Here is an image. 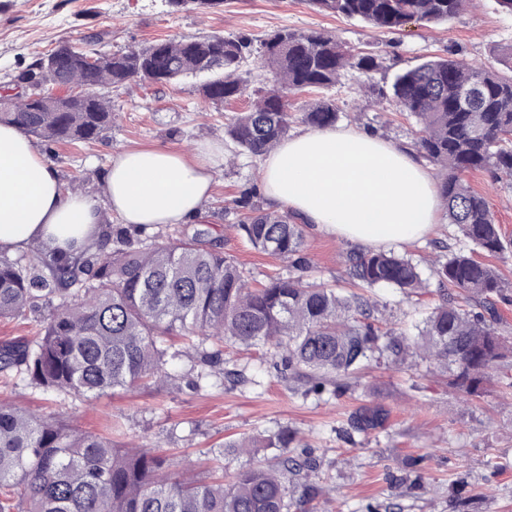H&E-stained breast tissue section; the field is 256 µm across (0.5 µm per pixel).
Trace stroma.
Instances as JSON below:
<instances>
[{
    "mask_svg": "<svg viewBox=\"0 0 512 512\" xmlns=\"http://www.w3.org/2000/svg\"><path fill=\"white\" fill-rule=\"evenodd\" d=\"M282 28L326 31L347 48L376 56V70H346L328 94L336 101L339 126L406 149L413 146L417 125L387 98L396 72L447 56L452 49L467 62L496 67L501 47L512 44V16L501 13L496 0H473L448 23H411L394 34L319 12L308 0H225L207 10L189 0L178 7L170 0H0V75L66 42L109 53L157 39L245 33L260 40ZM245 71L242 95L221 105L202 95L201 75L163 86L137 81L113 91L112 125L95 141L76 147L36 140L62 187L73 184L94 195L101 194L109 160L120 150L161 146L190 156L202 144L223 146L224 161L215 170L202 213L182 225L141 230L106 214L107 235L92 245V252L112 249L110 236L120 231L136 244L205 227L225 254L246 269L252 285L292 276L287 260L253 249L238 229L244 212L235 202L243 192H252L256 207L271 208L261 189L259 158L237 154L224 138L228 119L250 108L256 89L274 84L260 59H249ZM465 179L486 198L502 234L512 239V186L485 171L466 173ZM350 247V241L307 226L308 277L344 285L342 255ZM378 294L388 304L392 323L402 328L424 318L439 299L434 292L406 298L392 288ZM164 345L180 353L168 365L174 385L141 383L87 400L48 395L9 370L0 372V404L36 415L56 414L69 427L95 434L119 422V432L112 435L115 444L153 450L178 468L192 465L202 481L212 474L211 451L220 442L290 430L321 462L311 478L330 485L329 512H387L395 502L403 504L404 512H458L463 498L472 500L470 512H512V388L500 382L498 369L490 370L484 394L473 398L457 391L443 369H396L372 361L344 394L317 396L305 393L281 359L265 348L231 349L230 366L241 380L207 384L197 377L195 358L182 355L179 337H166ZM365 404L384 407L388 422L348 444L338 430ZM407 456L419 460L413 472L421 476L423 489L409 486L401 464Z\"/></svg>",
    "mask_w": 512,
    "mask_h": 512,
    "instance_id": "obj_1",
    "label": "stroma"
}]
</instances>
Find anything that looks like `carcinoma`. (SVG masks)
I'll list each match as a JSON object with an SVG mask.
<instances>
[{"instance_id":"carcinoma-1","label":"carcinoma","mask_w":512,"mask_h":512,"mask_svg":"<svg viewBox=\"0 0 512 512\" xmlns=\"http://www.w3.org/2000/svg\"><path fill=\"white\" fill-rule=\"evenodd\" d=\"M316 9L359 19L396 33L411 22L438 25L459 16L465 0H309ZM251 53L245 36L205 40H156L93 62L74 54L57 68L49 54L25 65L35 84L61 87L78 96L51 98L39 112L24 94H0V123L61 145L96 139L112 123V100L102 89L150 80L168 84L188 74H208L203 95L218 105L238 97L241 67ZM261 58L275 75V88L255 91L251 108L232 117L225 137L237 151L262 157L288 136L290 95L328 89L347 69L369 72L377 59L345 48L323 31L281 30L261 44ZM391 101L419 126L415 148L446 170L438 192L444 217L455 225L467 252L448 251L434 264L442 290L439 303L413 330L389 327L379 288L405 295L427 288L420 263L394 251L351 248L344 255L346 282L339 288L318 279L290 276L253 287L245 272L200 228L187 240L154 239L138 246L65 261L43 255H0V318L22 313L32 298L55 301L39 336L0 347V368L20 369L43 391L86 398L147 379L173 380L164 368L162 340L178 335L196 351L207 375H231L224 345L267 346L282 356L307 392L338 395L365 363L445 366L453 385L471 397L484 392L487 371L506 358L508 347L486 316L487 303L503 296L497 269L474 257L512 251L486 198L463 175L483 170L512 184V75L468 64L449 51L395 76ZM340 119L336 104L322 99L304 112L314 128ZM249 210L240 229L258 251L309 268L305 225L288 213ZM388 412L363 406L339 434L351 441L384 427ZM294 438L277 432L225 441L218 457L252 448L276 450L272 465L241 466L231 483L203 482L171 470V460L147 449L117 448L112 438L72 431L60 417H37L0 405V512H317L325 487L299 482L319 460L293 449Z\"/></svg>"}]
</instances>
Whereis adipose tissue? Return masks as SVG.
Here are the masks:
<instances>
[{"instance_id": "1", "label": "adipose tissue", "mask_w": 512, "mask_h": 512, "mask_svg": "<svg viewBox=\"0 0 512 512\" xmlns=\"http://www.w3.org/2000/svg\"><path fill=\"white\" fill-rule=\"evenodd\" d=\"M202 145L193 159L165 148L113 155L101 197L64 193L32 140L0 125V252L43 244L66 259L85 249L103 211L137 227L182 224L199 215L223 157ZM265 197L300 220L366 249L415 242L437 223L430 173L406 151L351 128L294 134L261 164Z\"/></svg>"}]
</instances>
